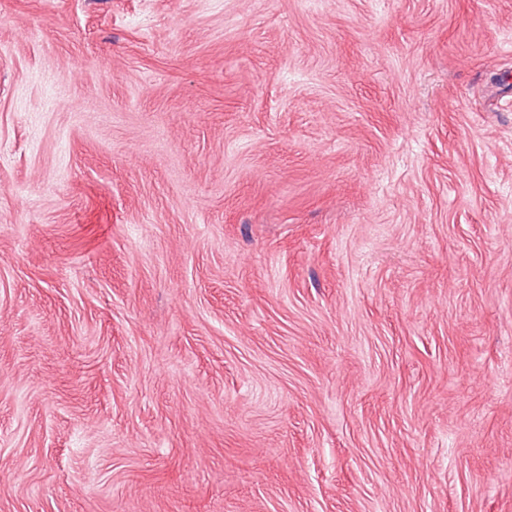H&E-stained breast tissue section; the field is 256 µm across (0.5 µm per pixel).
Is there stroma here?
<instances>
[{
    "instance_id": "35a3bbf8",
    "label": "stroma",
    "mask_w": 512,
    "mask_h": 512,
    "mask_svg": "<svg viewBox=\"0 0 512 512\" xmlns=\"http://www.w3.org/2000/svg\"><path fill=\"white\" fill-rule=\"evenodd\" d=\"M0 512H512V0H0Z\"/></svg>"
}]
</instances>
